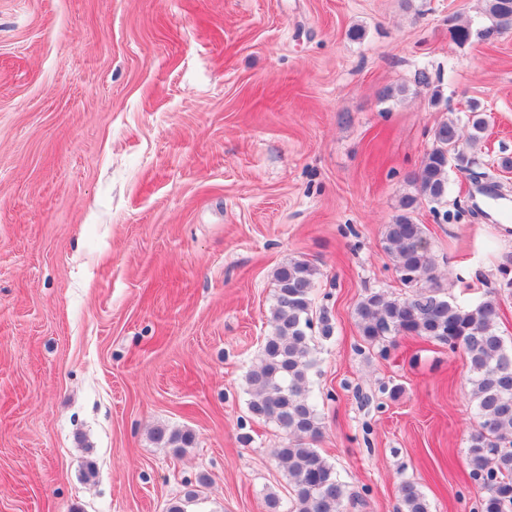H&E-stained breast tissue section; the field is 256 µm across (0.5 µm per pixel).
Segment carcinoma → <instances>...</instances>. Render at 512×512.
I'll return each instance as SVG.
<instances>
[{"instance_id": "cac0c4a2", "label": "carcinoma", "mask_w": 512, "mask_h": 512, "mask_svg": "<svg viewBox=\"0 0 512 512\" xmlns=\"http://www.w3.org/2000/svg\"><path fill=\"white\" fill-rule=\"evenodd\" d=\"M507 2L512 4V0H483V13L491 20V26L480 30L483 39L512 30ZM467 129L468 134H463L457 118L431 129L432 146L411 177L414 191L402 199L401 213L385 225V250L411 294L395 298L373 291L356 304L354 315L359 334L370 344L391 336H418L435 339L448 345V352L465 356L469 399L479 416L468 436L469 477L486 491L480 512H512V352L506 351L498 333L501 309L494 299L463 306L443 295L425 227L414 220L421 204L445 201L450 168L469 171L478 164L476 148L486 120L476 106L469 108ZM316 276V267L303 259L290 260L276 270L272 332L259 362L247 374L252 418L275 424L288 439L275 450L292 491L288 512H344V502L351 497L335 466L314 448L321 427L311 396V377L318 365L312 342L317 337L328 340L334 333L328 309L313 315ZM154 440L185 448L194 436L188 430L157 428ZM397 512H429L416 482H401Z\"/></svg>"}]
</instances>
